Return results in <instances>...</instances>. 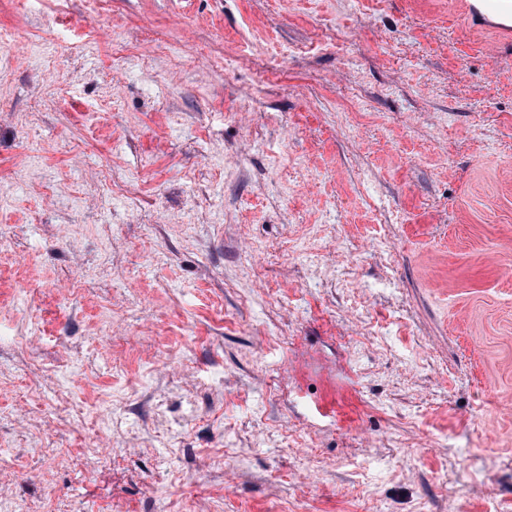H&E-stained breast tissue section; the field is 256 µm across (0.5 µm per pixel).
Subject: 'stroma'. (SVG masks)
Segmentation results:
<instances>
[{"mask_svg":"<svg viewBox=\"0 0 512 512\" xmlns=\"http://www.w3.org/2000/svg\"><path fill=\"white\" fill-rule=\"evenodd\" d=\"M468 27L0 0L8 512H512V34Z\"/></svg>","mask_w":512,"mask_h":512,"instance_id":"1","label":"stroma"}]
</instances>
